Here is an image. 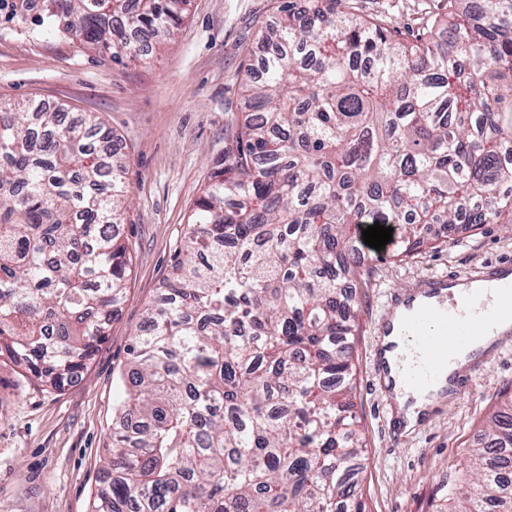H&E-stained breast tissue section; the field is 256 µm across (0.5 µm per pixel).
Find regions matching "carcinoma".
<instances>
[{"instance_id":"carcinoma-1","label":"carcinoma","mask_w":512,"mask_h":512,"mask_svg":"<svg viewBox=\"0 0 512 512\" xmlns=\"http://www.w3.org/2000/svg\"><path fill=\"white\" fill-rule=\"evenodd\" d=\"M346 0H277L261 74L160 297L133 336L91 512H365L353 402L371 278L366 217L397 260L429 224L512 230V0L455 3L411 40ZM189 0H0V24L149 59ZM93 112L0 103V358L62 389L127 298L122 157ZM438 512H512V413Z\"/></svg>"}]
</instances>
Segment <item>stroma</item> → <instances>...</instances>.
<instances>
[{"mask_svg": "<svg viewBox=\"0 0 512 512\" xmlns=\"http://www.w3.org/2000/svg\"><path fill=\"white\" fill-rule=\"evenodd\" d=\"M274 0H190L175 35L147 61L109 55L45 33L0 31V100L36 99L94 112L123 154L132 205L122 226L133 246L128 295L89 368L56 391L0 359V512H89L111 445L117 388L147 303L157 299L175 248L224 138L241 118L238 82L263 55L256 31ZM356 12L411 37L448 0H348ZM512 263L502 225L450 235L441 248L373 264L360 289L353 338L356 413L364 448L356 492L368 512H433L501 404L512 400V346H496L469 394L445 399L414 429L392 437L390 394L374 388L370 352L391 291L430 275Z\"/></svg>", "mask_w": 512, "mask_h": 512, "instance_id": "obj_1", "label": "stroma"}]
</instances>
